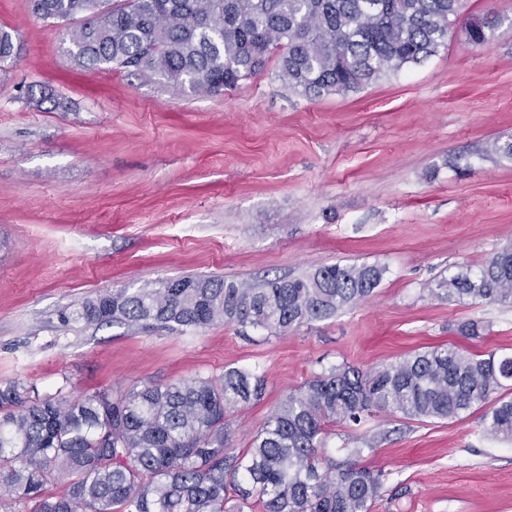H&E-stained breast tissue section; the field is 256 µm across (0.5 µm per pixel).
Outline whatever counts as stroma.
<instances>
[{"label": "stroma", "mask_w": 512, "mask_h": 512, "mask_svg": "<svg viewBox=\"0 0 512 512\" xmlns=\"http://www.w3.org/2000/svg\"><path fill=\"white\" fill-rule=\"evenodd\" d=\"M492 23L482 46L471 23ZM79 20L0 0L22 46L0 65V386L39 397L261 374L233 415L248 448L289 392L331 365L366 370L456 344L512 351V306L431 298L427 284L512 243V0H465L435 56L366 89L316 99L274 66L217 95L148 70L89 71L69 55ZM54 99L25 103L28 87ZM340 262L385 267L373 296L287 334L216 324L185 334L63 326L62 311L164 278L254 281ZM484 334L462 338L459 324ZM481 411L380 414L327 436L329 454L382 472L372 512H512V443Z\"/></svg>", "instance_id": "1"}]
</instances>
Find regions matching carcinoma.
Listing matches in <instances>:
<instances>
[{
  "label": "carcinoma",
  "instance_id": "cac0c4a2",
  "mask_svg": "<svg viewBox=\"0 0 512 512\" xmlns=\"http://www.w3.org/2000/svg\"><path fill=\"white\" fill-rule=\"evenodd\" d=\"M40 18L83 15L70 55L83 67L147 68L213 95L277 57L276 77L310 98L358 92L438 53L461 0H32ZM0 30V63L16 57ZM385 268L325 264L300 277L255 282L186 276L171 288L121 289L61 313L66 325L121 324L182 334L218 322L274 336L326 319L371 296ZM448 301L512 304V244L478 270L427 285ZM512 355L441 345L373 371L331 365L266 417L249 448L230 451V416L261 399L266 381L232 367L123 392L34 399V387L0 388V512H371L382 474L338 462L329 427L377 414L458 419L484 410V431L512 439ZM70 481L47 493L56 476Z\"/></svg>",
  "mask_w": 512,
  "mask_h": 512
}]
</instances>
